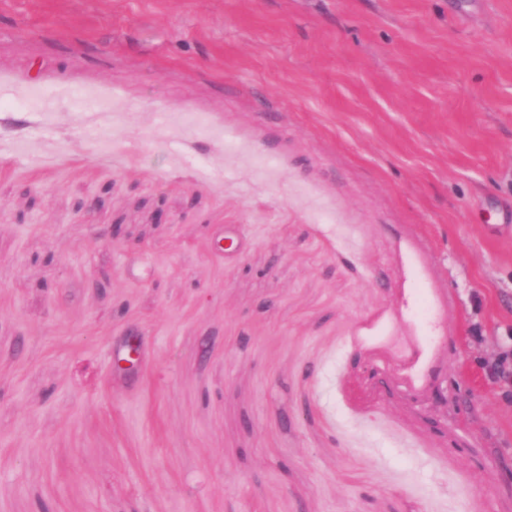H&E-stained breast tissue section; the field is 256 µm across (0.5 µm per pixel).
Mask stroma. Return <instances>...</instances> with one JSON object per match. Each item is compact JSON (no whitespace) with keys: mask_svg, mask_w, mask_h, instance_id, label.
I'll list each match as a JSON object with an SVG mask.
<instances>
[{"mask_svg":"<svg viewBox=\"0 0 512 512\" xmlns=\"http://www.w3.org/2000/svg\"><path fill=\"white\" fill-rule=\"evenodd\" d=\"M507 347L512 0H0V512H512ZM142 362V352L140 341L131 337L125 344V351L122 356L115 358V364L124 370H134L140 367Z\"/></svg>","mask_w":512,"mask_h":512,"instance_id":"obj_1","label":"stroma"}]
</instances>
